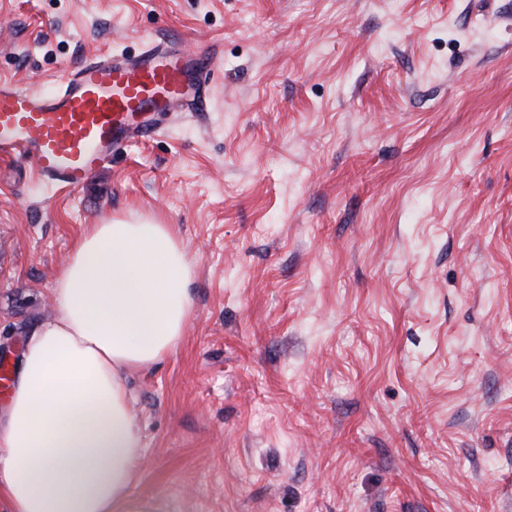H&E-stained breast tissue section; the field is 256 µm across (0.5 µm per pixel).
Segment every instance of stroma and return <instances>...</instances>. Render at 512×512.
<instances>
[{
	"label": "stroma",
	"instance_id": "1",
	"mask_svg": "<svg viewBox=\"0 0 512 512\" xmlns=\"http://www.w3.org/2000/svg\"><path fill=\"white\" fill-rule=\"evenodd\" d=\"M212 53L82 190L0 160V344L87 225H174L182 344L126 374L161 512H512V0H0V79Z\"/></svg>",
	"mask_w": 512,
	"mask_h": 512
}]
</instances>
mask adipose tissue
Returning <instances> with one entry per match:
<instances>
[{
    "mask_svg": "<svg viewBox=\"0 0 512 512\" xmlns=\"http://www.w3.org/2000/svg\"><path fill=\"white\" fill-rule=\"evenodd\" d=\"M190 275L172 225L115 219L83 232L0 407L1 512H158L130 495L143 444L124 376L183 341Z\"/></svg>",
    "mask_w": 512,
    "mask_h": 512,
    "instance_id": "adipose-tissue-1",
    "label": "adipose tissue"
}]
</instances>
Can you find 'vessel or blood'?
Listing matches in <instances>:
<instances>
[{
    "instance_id": "b4317fda",
    "label": "vessel or blood",
    "mask_w": 512,
    "mask_h": 512,
    "mask_svg": "<svg viewBox=\"0 0 512 512\" xmlns=\"http://www.w3.org/2000/svg\"><path fill=\"white\" fill-rule=\"evenodd\" d=\"M211 69L208 54L147 41L132 54H95L49 89L0 80V156L30 162L39 182L83 189L168 113L210 111Z\"/></svg>"
}]
</instances>
